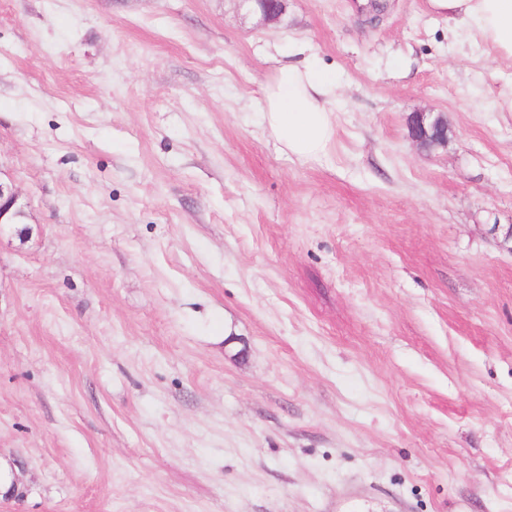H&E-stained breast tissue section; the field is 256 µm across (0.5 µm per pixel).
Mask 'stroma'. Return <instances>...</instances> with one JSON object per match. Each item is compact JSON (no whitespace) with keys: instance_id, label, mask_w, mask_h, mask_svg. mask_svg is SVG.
Wrapping results in <instances>:
<instances>
[{"instance_id":"1","label":"stroma","mask_w":512,"mask_h":512,"mask_svg":"<svg viewBox=\"0 0 512 512\" xmlns=\"http://www.w3.org/2000/svg\"><path fill=\"white\" fill-rule=\"evenodd\" d=\"M378 2L0 0V512H512V62ZM239 6L256 4L261 10V19L265 22L277 21L285 11L283 0H235ZM278 63L262 87L265 128L288 156L326 154L335 135V79L311 63ZM433 112H420L412 120L411 137L418 148L429 151L448 139V127L440 115L432 116ZM19 194L12 182L2 181L0 179V230L3 225L17 226L15 227V234L24 240L32 234V228L28 224L12 223L11 219L14 216L24 213L23 207L18 205Z\"/></svg>"}]
</instances>
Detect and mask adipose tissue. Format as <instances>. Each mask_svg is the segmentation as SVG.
Listing matches in <instances>:
<instances>
[{"instance_id": "ef3b65f1", "label": "adipose tissue", "mask_w": 512, "mask_h": 512, "mask_svg": "<svg viewBox=\"0 0 512 512\" xmlns=\"http://www.w3.org/2000/svg\"><path fill=\"white\" fill-rule=\"evenodd\" d=\"M455 26L478 35L512 61V0H429ZM262 122L281 152L298 159L326 154L335 135L336 81L311 63L280 62L262 87Z\"/></svg>"}]
</instances>
